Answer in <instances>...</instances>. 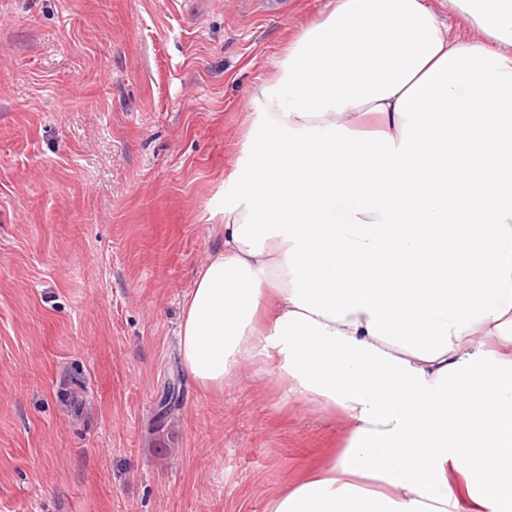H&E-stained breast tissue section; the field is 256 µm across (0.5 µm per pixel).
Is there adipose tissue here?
Segmentation results:
<instances>
[{
  "label": "adipose tissue",
  "mask_w": 512,
  "mask_h": 512,
  "mask_svg": "<svg viewBox=\"0 0 512 512\" xmlns=\"http://www.w3.org/2000/svg\"><path fill=\"white\" fill-rule=\"evenodd\" d=\"M334 0L255 90L181 364L337 412L268 512H504L512 491V0ZM492 234L474 249L475 225Z\"/></svg>",
  "instance_id": "ef3b65f1"
}]
</instances>
